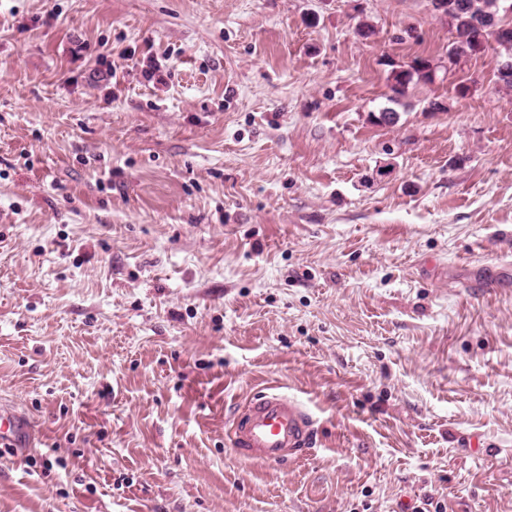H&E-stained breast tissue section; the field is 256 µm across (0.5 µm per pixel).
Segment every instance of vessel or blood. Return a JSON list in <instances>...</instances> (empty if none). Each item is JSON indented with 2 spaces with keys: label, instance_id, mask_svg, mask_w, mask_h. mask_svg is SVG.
<instances>
[{
  "label": "vessel or blood",
  "instance_id": "1",
  "mask_svg": "<svg viewBox=\"0 0 512 512\" xmlns=\"http://www.w3.org/2000/svg\"><path fill=\"white\" fill-rule=\"evenodd\" d=\"M315 438L314 420L306 407L274 388L238 408L230 428L233 452L266 465H283L303 458Z\"/></svg>",
  "mask_w": 512,
  "mask_h": 512
}]
</instances>
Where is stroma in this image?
<instances>
[{
  "label": "stroma",
  "mask_w": 512,
  "mask_h": 512,
  "mask_svg": "<svg viewBox=\"0 0 512 512\" xmlns=\"http://www.w3.org/2000/svg\"><path fill=\"white\" fill-rule=\"evenodd\" d=\"M450 38L429 0H0V512H512V91L488 50L370 119ZM269 387L318 431L285 467L228 444ZM390 66H392L388 79L390 93L386 96L388 106L381 108L378 113H371L372 120L378 125L397 123L400 119L397 108L405 105L404 99L410 86L421 82L432 83L435 77V70L427 59H416L407 67L393 63Z\"/></svg>",
  "instance_id": "1"
}]
</instances>
